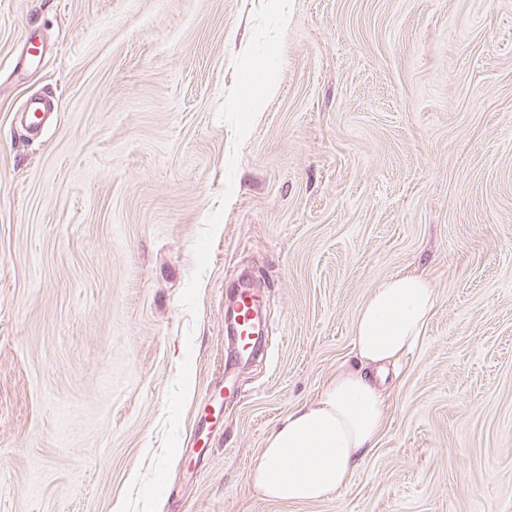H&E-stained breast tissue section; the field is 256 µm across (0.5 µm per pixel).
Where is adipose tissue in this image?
<instances>
[{
  "label": "adipose tissue",
  "instance_id": "obj_1",
  "mask_svg": "<svg viewBox=\"0 0 512 512\" xmlns=\"http://www.w3.org/2000/svg\"><path fill=\"white\" fill-rule=\"evenodd\" d=\"M434 302L418 275L399 274L372 290L355 323V363L340 365L315 402L267 437L252 473L266 498L314 502L347 485L383 425L379 373L421 343Z\"/></svg>",
  "mask_w": 512,
  "mask_h": 512
}]
</instances>
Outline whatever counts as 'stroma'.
<instances>
[{
    "label": "stroma",
    "instance_id": "1",
    "mask_svg": "<svg viewBox=\"0 0 512 512\" xmlns=\"http://www.w3.org/2000/svg\"><path fill=\"white\" fill-rule=\"evenodd\" d=\"M401 272L436 305L374 447L263 497ZM0 512H512V0H0ZM257 308L254 295L251 291L242 290L239 293L237 339L235 335V311L233 304L228 308V323L231 340L237 342L244 353H249L256 341V327L253 320L254 310Z\"/></svg>",
    "mask_w": 512,
    "mask_h": 512
}]
</instances>
